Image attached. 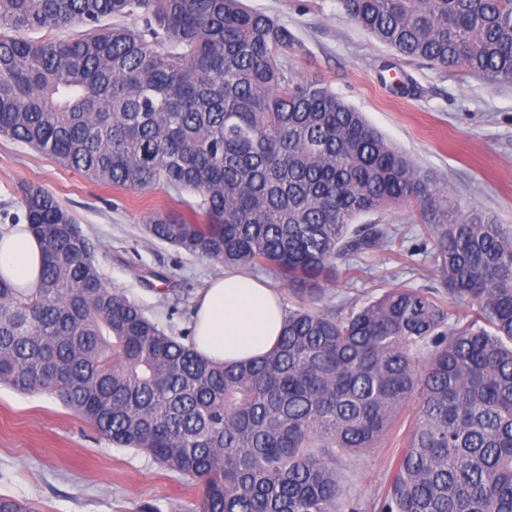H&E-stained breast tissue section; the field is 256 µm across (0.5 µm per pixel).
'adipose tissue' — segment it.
<instances>
[{"label": "adipose tissue", "instance_id": "ef3b65f1", "mask_svg": "<svg viewBox=\"0 0 512 512\" xmlns=\"http://www.w3.org/2000/svg\"><path fill=\"white\" fill-rule=\"evenodd\" d=\"M43 259L44 245L27 224L0 228V277L32 290ZM284 316L279 292L261 280L246 273L215 278L194 300V348L218 363L260 358L277 344Z\"/></svg>", "mask_w": 512, "mask_h": 512}]
</instances>
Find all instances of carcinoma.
<instances>
[{
  "instance_id": "cac0c4a2",
  "label": "carcinoma",
  "mask_w": 512,
  "mask_h": 512,
  "mask_svg": "<svg viewBox=\"0 0 512 512\" xmlns=\"http://www.w3.org/2000/svg\"><path fill=\"white\" fill-rule=\"evenodd\" d=\"M406 59L512 83V0H342ZM134 16L132 25L101 26ZM67 39H32L24 31ZM288 30L242 0H0V135L103 185L198 198L150 239L269 271L297 307L274 349L214 364L107 288L96 246L29 185L40 282L0 278V385L42 392L199 489L198 512H357L339 456L416 405L379 512H512V228L463 207L319 81ZM407 207L447 297L394 287L318 308L339 263L403 246ZM0 512H39L0 497ZM361 223L393 224L405 236V247L422 243V225L417 223L416 216L405 207L391 208L382 213L369 214L359 219Z\"/></svg>"
}]
</instances>
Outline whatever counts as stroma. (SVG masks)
I'll return each mask as SVG.
<instances>
[{"label": "stroma", "instance_id": "obj_1", "mask_svg": "<svg viewBox=\"0 0 512 512\" xmlns=\"http://www.w3.org/2000/svg\"><path fill=\"white\" fill-rule=\"evenodd\" d=\"M284 26L301 49L289 54L297 80L317 79L362 112L421 170L447 184L449 195L496 223L512 226V84L467 70L404 59L346 15L340 0H243ZM408 77L418 91L394 86ZM52 192L98 245L107 287L118 289L174 335L192 332L193 300L223 263L150 240L145 226L158 208L182 209L192 194L165 188L130 192L100 185L29 146L0 136V225L23 217L21 188ZM428 254L380 251L325 285L322 308L364 302L390 287H439ZM399 415L372 451L338 464L347 496L360 512L391 480L413 418ZM0 495L32 502L41 512H196L198 488L146 453L119 448L46 393L0 385Z\"/></svg>", "mask_w": 512, "mask_h": 512}]
</instances>
